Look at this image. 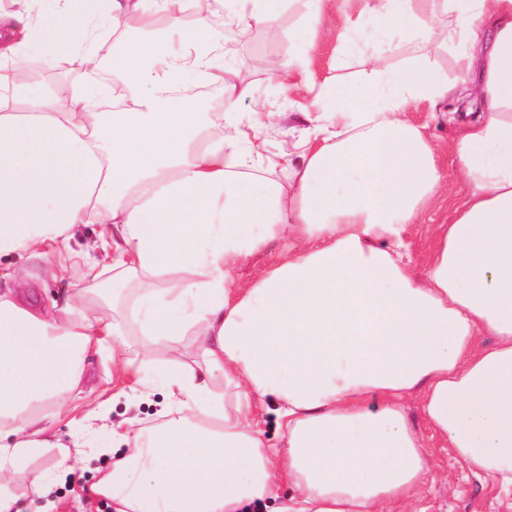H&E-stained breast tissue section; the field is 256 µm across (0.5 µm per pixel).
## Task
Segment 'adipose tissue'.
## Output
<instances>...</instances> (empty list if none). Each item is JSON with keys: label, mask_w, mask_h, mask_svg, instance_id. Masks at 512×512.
<instances>
[{"label": "adipose tissue", "mask_w": 512, "mask_h": 512, "mask_svg": "<svg viewBox=\"0 0 512 512\" xmlns=\"http://www.w3.org/2000/svg\"><path fill=\"white\" fill-rule=\"evenodd\" d=\"M13 2L0 13V260L80 258L114 288L45 313L27 271L8 270L0 512H15L20 475L39 490L82 463L81 438L62 443L53 425L85 399V361L107 339L116 370L156 369L170 397L159 426L111 429L119 455L91 490L115 512H382L420 494L439 448L512 491V0H360L351 45L366 66L305 108L284 185L261 175L277 165L257 139L272 115L238 112L252 88L224 41L299 5V51L269 64L289 79L309 69L332 0ZM441 20L452 78L426 50ZM35 53L68 56L67 107L31 82ZM460 86L480 108L448 144L468 194L420 257L413 231L448 187L407 113ZM80 224L102 225L111 266L73 249ZM274 242L283 256L235 287ZM189 336L194 365L159 363L156 349Z\"/></svg>", "instance_id": "1"}]
</instances>
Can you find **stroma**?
I'll return each mask as SVG.
<instances>
[{"label": "stroma", "instance_id": "35a3bbf8", "mask_svg": "<svg viewBox=\"0 0 512 512\" xmlns=\"http://www.w3.org/2000/svg\"><path fill=\"white\" fill-rule=\"evenodd\" d=\"M359 9L358 0H335L323 16L327 36L315 45L309 72L295 73L285 84L273 75L255 70L253 62L261 55L279 58L298 51L294 34L302 23L301 13L285 12L279 20V33L273 39L256 28H241L235 32L232 52L236 68L240 77L253 87L252 96L240 105L241 113L278 112L282 115L278 123L267 127L261 135L268 154L290 152L295 140L294 129L302 123L297 113L299 106L311 102L321 87L335 81L354 80L363 69L362 58L347 50V37ZM475 106L473 98L464 97L446 102L442 119L431 120L423 105L412 109L409 117L414 123L428 124L430 137L444 144ZM94 286V281L85 278L78 264L69 265L63 279L43 276L29 283L30 291L44 306L62 300L65 290L79 294ZM156 381V375L147 370L137 377L113 373L112 345L108 342L86 361L85 390L98 405L100 414L112 424L130 418L140 420L146 427L159 423L158 411L166 398L156 389ZM111 462V457L105 455L90 456L83 468L71 473L66 481L57 483L45 498L35 496L28 481H21L20 488L27 499L35 500L36 504L51 501L52 512H112L108 498L88 493L96 468ZM404 512H512V495L500 492L490 481L467 473L460 462L440 452L430 461L421 498L405 505Z\"/></svg>", "mask_w": 512, "mask_h": 512}]
</instances>
